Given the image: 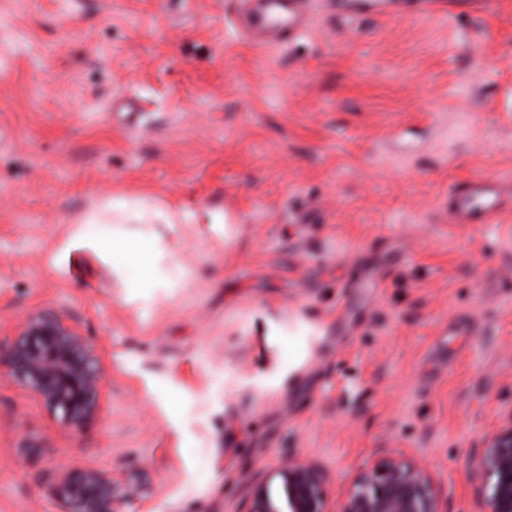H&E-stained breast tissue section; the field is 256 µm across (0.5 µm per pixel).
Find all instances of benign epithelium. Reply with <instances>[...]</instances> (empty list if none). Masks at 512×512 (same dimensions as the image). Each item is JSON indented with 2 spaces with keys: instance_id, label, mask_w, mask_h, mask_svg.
I'll return each instance as SVG.
<instances>
[{
  "instance_id": "1",
  "label": "benign epithelium",
  "mask_w": 512,
  "mask_h": 512,
  "mask_svg": "<svg viewBox=\"0 0 512 512\" xmlns=\"http://www.w3.org/2000/svg\"><path fill=\"white\" fill-rule=\"evenodd\" d=\"M6 368L65 427L90 421L100 408L104 382L95 345L62 309L32 311L17 337L0 345ZM470 469L488 483L476 486L479 512H512V410L471 452ZM283 499L258 482L248 512H449L429 470L413 460L386 455L367 464L330 510L328 474L313 461L288 460L280 469ZM61 512H127L138 485L107 472L74 468L55 485Z\"/></svg>"
}]
</instances>
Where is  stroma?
I'll return each instance as SVG.
<instances>
[{
  "label": "stroma",
  "mask_w": 512,
  "mask_h": 512,
  "mask_svg": "<svg viewBox=\"0 0 512 512\" xmlns=\"http://www.w3.org/2000/svg\"><path fill=\"white\" fill-rule=\"evenodd\" d=\"M237 6L0 0V342L62 309L104 374L77 428L0 374V512H59L74 466L144 475L135 512H246L284 460L334 498L388 453L477 512L470 452L512 409V242L441 205L512 183V0L331 4L275 46ZM148 239L127 287L112 250ZM350 10L353 14L365 12H380L385 14H401L403 2L410 0H348ZM392 5L394 10L385 11L386 7ZM426 6V8L436 13L437 15L451 16L455 13L457 7L472 6L473 8L479 7L480 9H487L490 6V1H473V0H418Z\"/></svg>",
  "instance_id": "35a3bbf8"
}]
</instances>
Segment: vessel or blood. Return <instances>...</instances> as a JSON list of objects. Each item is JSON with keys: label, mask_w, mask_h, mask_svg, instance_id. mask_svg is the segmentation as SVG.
I'll use <instances>...</instances> for the list:
<instances>
[{"label": "vessel or blood", "mask_w": 512, "mask_h": 512, "mask_svg": "<svg viewBox=\"0 0 512 512\" xmlns=\"http://www.w3.org/2000/svg\"><path fill=\"white\" fill-rule=\"evenodd\" d=\"M240 15L244 28L253 36L275 45L285 36L310 23L319 0H244ZM439 15L454 14L456 8L478 5L487 9L488 0H421ZM512 218V184L493 177L466 182L449 195L442 215L443 223L455 229L467 224H504Z\"/></svg>", "instance_id": "b4317fda"}]
</instances>
